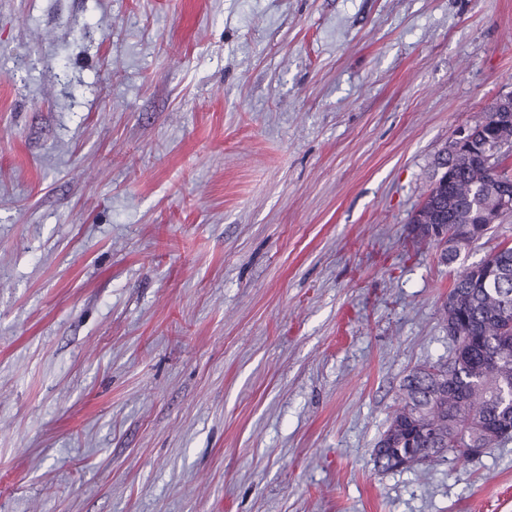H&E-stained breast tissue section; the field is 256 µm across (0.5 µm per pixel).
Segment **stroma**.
<instances>
[{
	"label": "stroma",
	"mask_w": 512,
	"mask_h": 512,
	"mask_svg": "<svg viewBox=\"0 0 512 512\" xmlns=\"http://www.w3.org/2000/svg\"><path fill=\"white\" fill-rule=\"evenodd\" d=\"M510 91L512 0H0V512H512V441L373 462ZM498 104L503 102H508V104H512V92L501 95L497 98ZM496 100L487 108V111L484 112L482 118L477 121L474 125L470 126L472 129V136L475 138L476 144L486 145L493 144L494 141L498 137V130L495 125L497 121L495 120L496 115L500 112V107H498ZM512 149L510 144L497 143L490 149L479 151V155L483 160V167L474 165L469 153H460L454 158H448V165L453 171V181L448 185V223L444 221V206H443V190L442 187L448 184V173L445 175L443 171L446 169L444 166L441 175L435 180L432 192V184L426 191L423 204L427 198L431 196L428 204L421 205L415 215L414 229L420 232L428 226L431 229L436 228L439 232V239H441V246L448 247V240L450 243L465 239L467 237H478L483 234L485 230L491 229L492 224H497L504 210H512V188L511 191L503 193L495 206H484L481 211V222L479 220L480 207L476 203L477 196L482 199V203L489 204L493 194V183L496 179H512V173L508 167L503 165V162L510 154L501 155L496 164V158L503 152H509ZM486 168V169H485ZM492 169V170H488ZM425 212H429L432 216L431 219L437 221L436 224L425 222ZM467 224H477V226L469 225L465 229V235L454 233L459 231ZM435 225V226H434ZM448 225V226H447ZM488 229V230H489ZM449 230V232H448Z\"/></svg>",
	"instance_id": "35a3bbf8"
}]
</instances>
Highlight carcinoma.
<instances>
[{"instance_id":"cac0c4a2","label":"carcinoma","mask_w":512,"mask_h":512,"mask_svg":"<svg viewBox=\"0 0 512 512\" xmlns=\"http://www.w3.org/2000/svg\"><path fill=\"white\" fill-rule=\"evenodd\" d=\"M492 103L471 126L475 143L498 137ZM492 170L473 164L469 154L448 159L453 181L448 185V230L459 231L479 220L476 199L489 204L493 183L512 179L503 165ZM450 293L462 295L464 309L456 317L465 355H448L444 364H423L404 378L402 396L379 440L389 452L374 456L383 472L411 470L452 457L463 448H490L512 440V276L491 292L479 284V272L467 267L454 279ZM450 391L438 393L441 381Z\"/></svg>"}]
</instances>
